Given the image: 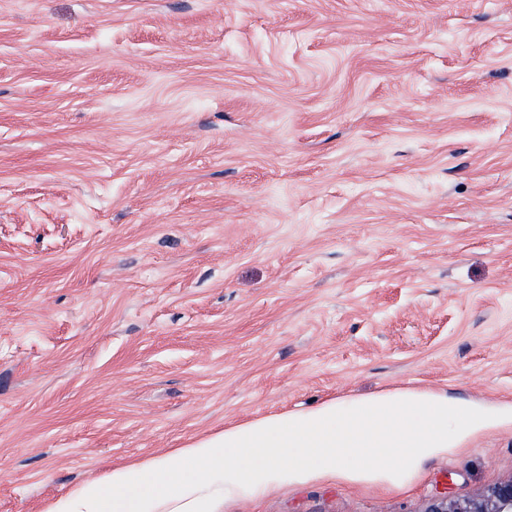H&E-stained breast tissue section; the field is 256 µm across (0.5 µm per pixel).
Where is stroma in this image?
I'll use <instances>...</instances> for the list:
<instances>
[{
	"instance_id": "1",
	"label": "stroma",
	"mask_w": 512,
	"mask_h": 512,
	"mask_svg": "<svg viewBox=\"0 0 512 512\" xmlns=\"http://www.w3.org/2000/svg\"><path fill=\"white\" fill-rule=\"evenodd\" d=\"M512 402V0H0V512L238 422ZM408 486L212 512H425Z\"/></svg>"
}]
</instances>
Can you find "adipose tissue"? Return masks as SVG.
<instances>
[{
    "instance_id": "obj_1",
    "label": "adipose tissue",
    "mask_w": 512,
    "mask_h": 512,
    "mask_svg": "<svg viewBox=\"0 0 512 512\" xmlns=\"http://www.w3.org/2000/svg\"><path fill=\"white\" fill-rule=\"evenodd\" d=\"M512 426L489 406L428 389L337 397L225 428L47 501L43 512H207L210 489L255 495L282 478L400 486L476 435Z\"/></svg>"
}]
</instances>
